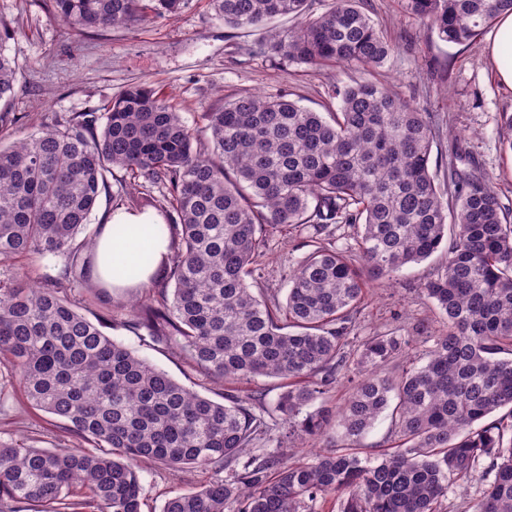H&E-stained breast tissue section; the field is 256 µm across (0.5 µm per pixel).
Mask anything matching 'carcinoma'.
<instances>
[{"label":"carcinoma","mask_w":512,"mask_h":512,"mask_svg":"<svg viewBox=\"0 0 512 512\" xmlns=\"http://www.w3.org/2000/svg\"><path fill=\"white\" fill-rule=\"evenodd\" d=\"M50 2L63 25L106 32L174 14L182 0ZM361 2L332 0L315 16L311 0H211L235 28L302 18L269 31L260 54L380 68L394 46ZM404 4L457 44L512 11V0ZM15 82L16 66L0 52V101ZM336 96L340 111L325 116L283 94H241L190 127L170 98L136 85L101 113L0 140V261L64 259L57 280L0 286V364L76 440L1 445L0 512H142L145 460L213 472L162 512H314L327 494L340 512H447L449 495L476 473L486 488L472 512H512V217L488 176L452 168L441 182L430 171V113L374 82ZM114 168L157 188L150 204L173 220L157 228L169 235L167 252L130 307V327L175 342L213 379L284 380L276 413L249 393L223 404L190 390L107 336L102 315L87 316L104 287L92 275L104 226L89 218ZM333 224L356 227L353 242L337 247ZM290 229L312 249L288 271L285 305L270 306L249 281L267 231ZM438 251L446 264L424 293L448 331L425 337L422 365L383 376L411 339L351 335L366 286L360 268L382 283ZM346 374L356 383L336 411L343 447L309 460L259 447L280 421L321 436L328 411L309 408ZM388 408L394 446L360 456L359 439Z\"/></svg>","instance_id":"cac0c4a2"}]
</instances>
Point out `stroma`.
I'll list each match as a JSON object with an SVG mask.
<instances>
[{"mask_svg": "<svg viewBox=\"0 0 512 512\" xmlns=\"http://www.w3.org/2000/svg\"><path fill=\"white\" fill-rule=\"evenodd\" d=\"M366 9L397 47L389 61L371 73L355 64L315 69L248 55L249 46L264 38V30L224 25L209 0H183L176 15L84 34L54 21L49 0H0V23L9 28L0 35V51L19 67L16 93L0 110L5 118L0 132L17 136L72 112L103 111L112 98L139 84L170 96L193 125L208 107L244 92L285 90L312 111L335 112L340 106L336 86L370 79L437 116L439 131L430 156L433 173L444 175L451 163L461 170L478 168L512 210V148L501 135L502 116L512 113V89L499 82L489 58L492 31L466 45L448 43L407 13L402 0H367ZM309 251L303 235L267 234L259 259L264 300L285 304L288 270ZM445 262V254L438 252L403 268L393 282L368 285L354 315L356 335H412L421 325L433 335L444 332L447 324L423 288ZM136 295L133 289L116 290L111 299L93 305V312L112 314L106 335L215 402L229 394L258 392L267 408L275 407L283 391L280 379L223 384L192 369L176 346L141 340L139 331L126 324V307ZM72 441L61 423L28 404L0 366V445L22 442L53 448ZM138 470L142 512H162L168 499L198 489L211 478L193 469L173 473L151 461L140 463Z\"/></svg>", "mask_w": 512, "mask_h": 512, "instance_id": "stroma-1", "label": "stroma"}]
</instances>
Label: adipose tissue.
Returning <instances> with one entry per match:
<instances>
[{
    "mask_svg": "<svg viewBox=\"0 0 512 512\" xmlns=\"http://www.w3.org/2000/svg\"><path fill=\"white\" fill-rule=\"evenodd\" d=\"M167 246L149 217L113 214L97 241L94 274L115 288L136 287L153 276Z\"/></svg>",
    "mask_w": 512,
    "mask_h": 512,
    "instance_id": "1",
    "label": "adipose tissue"
}]
</instances>
